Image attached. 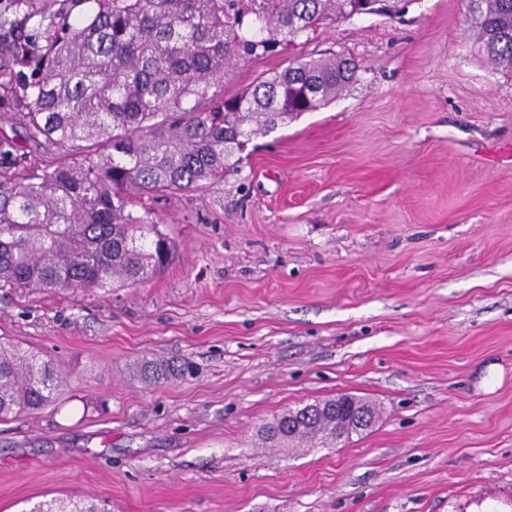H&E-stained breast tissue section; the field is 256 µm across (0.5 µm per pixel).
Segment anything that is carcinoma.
I'll return each mask as SVG.
<instances>
[{"instance_id":"cac0c4a2","label":"carcinoma","mask_w":512,"mask_h":512,"mask_svg":"<svg viewBox=\"0 0 512 512\" xmlns=\"http://www.w3.org/2000/svg\"><path fill=\"white\" fill-rule=\"evenodd\" d=\"M408 0H8L0 7V121L58 152L28 175L0 165V288L42 291L136 285L177 251L135 210L222 179L247 143L314 112L359 81L358 66L298 59L246 92H217L224 69L322 24L390 14ZM480 49L512 72V0H468ZM84 156L73 165L69 158ZM189 366L146 360L157 384ZM54 364L0 340V421L54 402ZM342 397L287 409L258 429L264 448L336 442Z\"/></svg>"}]
</instances>
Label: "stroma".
<instances>
[{"mask_svg": "<svg viewBox=\"0 0 512 512\" xmlns=\"http://www.w3.org/2000/svg\"><path fill=\"white\" fill-rule=\"evenodd\" d=\"M361 80L250 141L237 170L136 206L178 251L109 291L0 289V336L69 378L0 422V512H512V74L465 0H410L233 61L225 96L300 58ZM190 362L154 385L144 360ZM342 394L370 429L259 448Z\"/></svg>", "mask_w": 512, "mask_h": 512, "instance_id": "1", "label": "stroma"}]
</instances>
